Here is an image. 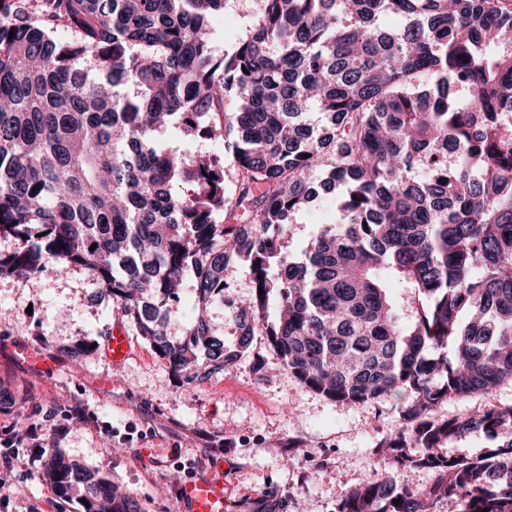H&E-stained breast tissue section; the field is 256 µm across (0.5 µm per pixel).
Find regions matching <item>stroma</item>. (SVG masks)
Listing matches in <instances>:
<instances>
[{
    "instance_id": "1",
    "label": "stroma",
    "mask_w": 512,
    "mask_h": 512,
    "mask_svg": "<svg viewBox=\"0 0 512 512\" xmlns=\"http://www.w3.org/2000/svg\"><path fill=\"white\" fill-rule=\"evenodd\" d=\"M262 0H226L213 26L232 52L262 9ZM335 194L294 214L285 238L301 255L323 224L338 220ZM224 300L209 311L228 348L238 342L228 304L251 291L246 267L226 272ZM86 270L50 263L31 277H0V423L50 430L68 422L57 448L134 495L140 512H179L178 487L189 477L222 473L230 512H336L372 474L377 444L402 427L394 401L349 405L304 387L266 337L224 373L193 380L174 372L128 326L129 359L113 367L105 338L122 318L119 304L96 296ZM48 354L54 370L27 368L21 349ZM111 378L101 388V378ZM512 405V383L489 394L434 407L435 420L468 419ZM82 413L68 418L71 407ZM115 435H108L105 423ZM43 466L20 463L0 487V512H83L78 497L60 500Z\"/></svg>"
}]
</instances>
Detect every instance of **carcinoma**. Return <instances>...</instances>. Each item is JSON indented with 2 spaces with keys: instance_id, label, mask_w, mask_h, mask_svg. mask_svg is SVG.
Returning a JSON list of instances; mask_svg holds the SVG:
<instances>
[{
  "instance_id": "carcinoma-1",
  "label": "carcinoma",
  "mask_w": 512,
  "mask_h": 512,
  "mask_svg": "<svg viewBox=\"0 0 512 512\" xmlns=\"http://www.w3.org/2000/svg\"><path fill=\"white\" fill-rule=\"evenodd\" d=\"M222 12L0 0V237L24 239L0 277L88 270L177 372L220 373L258 334L329 399L399 402L405 427L337 512H512V407L429 419L512 382V0H264L230 54ZM199 140L233 148V191L224 160L189 152ZM320 185L342 222L297 259L284 236ZM241 262L253 294L230 304L229 349L207 311ZM187 273L199 313L175 340L161 309ZM473 433L490 446L442 452ZM48 457L84 512H139ZM419 469L427 488L397 482Z\"/></svg>"
}]
</instances>
